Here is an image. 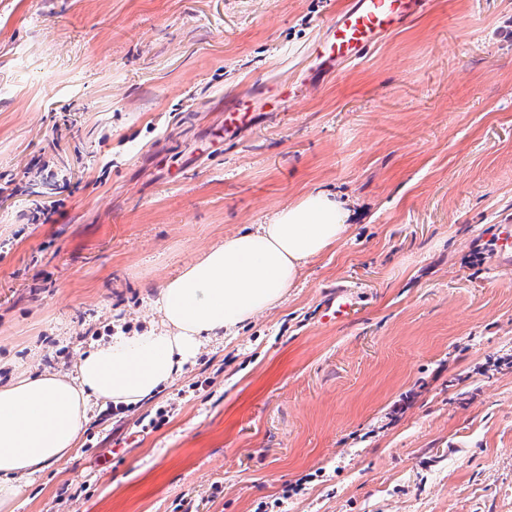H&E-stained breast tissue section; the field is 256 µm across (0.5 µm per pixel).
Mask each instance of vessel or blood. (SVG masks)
I'll return each instance as SVG.
<instances>
[{"mask_svg":"<svg viewBox=\"0 0 512 512\" xmlns=\"http://www.w3.org/2000/svg\"><path fill=\"white\" fill-rule=\"evenodd\" d=\"M425 0H349L316 47L323 72L362 59L384 36L406 25Z\"/></svg>","mask_w":512,"mask_h":512,"instance_id":"vessel-or-blood-1","label":"vessel or blood"}]
</instances>
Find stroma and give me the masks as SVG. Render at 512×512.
<instances>
[{"mask_svg": "<svg viewBox=\"0 0 512 512\" xmlns=\"http://www.w3.org/2000/svg\"><path fill=\"white\" fill-rule=\"evenodd\" d=\"M347 2L0 0V386L161 329L168 280L306 194L350 212L171 386L91 403L17 512H512V0H426L327 74Z\"/></svg>", "mask_w": 512, "mask_h": 512, "instance_id": "obj_1", "label": "stroma"}]
</instances>
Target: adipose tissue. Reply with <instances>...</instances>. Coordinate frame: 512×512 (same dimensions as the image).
I'll use <instances>...</instances> for the list:
<instances>
[{"instance_id":"1","label":"adipose tissue","mask_w":512,"mask_h":512,"mask_svg":"<svg viewBox=\"0 0 512 512\" xmlns=\"http://www.w3.org/2000/svg\"><path fill=\"white\" fill-rule=\"evenodd\" d=\"M346 219L336 197L307 195L166 282L156 301L165 331L92 346L74 379L43 373L0 387V512H13L20 478L71 455L90 399L134 405L172 384L205 339L280 302L301 266L343 237Z\"/></svg>"}]
</instances>
